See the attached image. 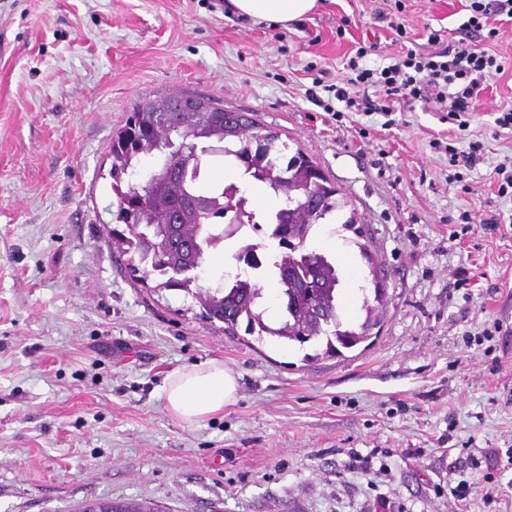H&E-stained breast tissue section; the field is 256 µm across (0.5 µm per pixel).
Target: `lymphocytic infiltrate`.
<instances>
[{
    "label": "lymphocytic infiltrate",
    "mask_w": 512,
    "mask_h": 512,
    "mask_svg": "<svg viewBox=\"0 0 512 512\" xmlns=\"http://www.w3.org/2000/svg\"><path fill=\"white\" fill-rule=\"evenodd\" d=\"M439 33H430L428 50H407L404 59L380 68H359L358 61L367 55L366 47H358L350 68L357 76L351 87H337L336 98L346 105L358 106L364 112L379 111L378 101L368 94L353 97L352 87L380 88L385 101L401 104L408 98L429 94L435 103L445 106L454 116L472 111L483 79L498 66L495 55L468 47L437 49Z\"/></svg>",
    "instance_id": "lymphocytic-infiltrate-1"
}]
</instances>
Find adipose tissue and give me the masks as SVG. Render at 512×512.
Instances as JSON below:
<instances>
[{"instance_id":"ef3b65f1","label":"adipose tissue","mask_w":512,"mask_h":512,"mask_svg":"<svg viewBox=\"0 0 512 512\" xmlns=\"http://www.w3.org/2000/svg\"><path fill=\"white\" fill-rule=\"evenodd\" d=\"M234 10L254 22L287 24L317 7V0H230ZM234 374L218 360L179 369L166 380L162 395L169 412L186 423H198L223 410L237 394Z\"/></svg>"}]
</instances>
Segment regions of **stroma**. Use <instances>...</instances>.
I'll use <instances>...</instances> for the list:
<instances>
[{
  "label": "stroma",
  "instance_id": "stroma-1",
  "mask_svg": "<svg viewBox=\"0 0 512 512\" xmlns=\"http://www.w3.org/2000/svg\"><path fill=\"white\" fill-rule=\"evenodd\" d=\"M320 0L301 20L257 24L227 0H0V512H76L147 500L165 512H512V25L487 43L490 74L466 128L423 98L360 112L332 87L356 42L363 64L400 48L485 43L459 0ZM192 92L253 113L311 157L346 207L314 225L359 329L373 269L385 275L369 339L344 356L225 335L180 290L134 284L106 227L112 137L136 104ZM482 146L475 165L449 147ZM363 238L344 229L347 218ZM244 228L211 272L260 244ZM370 256L362 258L358 246ZM469 282L457 286L458 271ZM223 361L237 399L205 421L161 395L174 371ZM499 453L487 469V449ZM380 468L349 469L352 454Z\"/></svg>",
  "mask_w": 512,
  "mask_h": 512
}]
</instances>
